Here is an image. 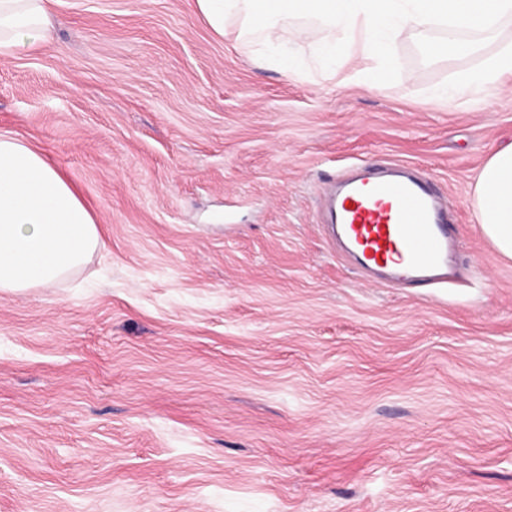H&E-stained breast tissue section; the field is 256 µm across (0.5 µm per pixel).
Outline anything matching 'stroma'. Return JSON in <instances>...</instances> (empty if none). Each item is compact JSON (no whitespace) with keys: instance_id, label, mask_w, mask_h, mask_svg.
<instances>
[{"instance_id":"obj_1","label":"stroma","mask_w":512,"mask_h":512,"mask_svg":"<svg viewBox=\"0 0 512 512\" xmlns=\"http://www.w3.org/2000/svg\"><path fill=\"white\" fill-rule=\"evenodd\" d=\"M54 39L0 57V133L77 188L105 247L53 288L0 292V512H512V260L475 178L512 144V83L482 112L216 34L195 0H57ZM410 165L448 202L463 276L356 270L328 180Z\"/></svg>"}]
</instances>
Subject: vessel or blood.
<instances>
[{
  "instance_id": "b4317fda",
  "label": "vessel or blood",
  "mask_w": 512,
  "mask_h": 512,
  "mask_svg": "<svg viewBox=\"0 0 512 512\" xmlns=\"http://www.w3.org/2000/svg\"><path fill=\"white\" fill-rule=\"evenodd\" d=\"M333 208L336 232L363 269H387L396 279H454L446 212L428 180L361 169L339 178Z\"/></svg>"
}]
</instances>
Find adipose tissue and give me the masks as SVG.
Listing matches in <instances>:
<instances>
[{
	"instance_id": "adipose-tissue-1",
	"label": "adipose tissue",
	"mask_w": 512,
	"mask_h": 512,
	"mask_svg": "<svg viewBox=\"0 0 512 512\" xmlns=\"http://www.w3.org/2000/svg\"><path fill=\"white\" fill-rule=\"evenodd\" d=\"M53 0H0V56L49 39ZM474 208L498 255L512 259V146L475 182ZM105 246L90 209L37 150L0 134V291L52 288Z\"/></svg>"
}]
</instances>
